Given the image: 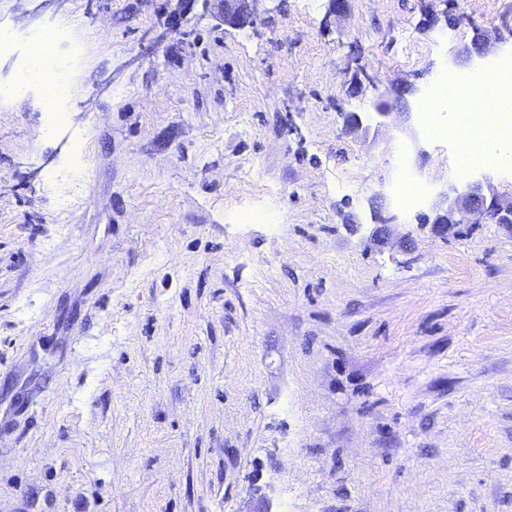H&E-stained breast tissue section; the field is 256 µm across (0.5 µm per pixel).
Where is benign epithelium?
I'll list each match as a JSON object with an SVG mask.
<instances>
[{"mask_svg":"<svg viewBox=\"0 0 512 512\" xmlns=\"http://www.w3.org/2000/svg\"><path fill=\"white\" fill-rule=\"evenodd\" d=\"M262 0H214L213 13L224 20V24L241 29L256 22L259 3ZM347 130L367 135L370 125L358 113L344 119ZM492 218L499 224L512 225V196L501 195L492 187L477 183L463 192L445 194L443 202L435 205L431 223L437 226L454 224H481Z\"/></svg>","mask_w":512,"mask_h":512,"instance_id":"obj_1","label":"benign epithelium"}]
</instances>
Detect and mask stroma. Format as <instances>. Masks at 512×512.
Here are the masks:
<instances>
[{
	"instance_id": "stroma-1",
	"label": "stroma",
	"mask_w": 512,
	"mask_h": 512,
	"mask_svg": "<svg viewBox=\"0 0 512 512\" xmlns=\"http://www.w3.org/2000/svg\"><path fill=\"white\" fill-rule=\"evenodd\" d=\"M44 29L65 122L0 99V512H512V228L423 221L512 178L456 174L420 107L445 64L512 57V0H262L241 30L209 0H0V31Z\"/></svg>"
}]
</instances>
